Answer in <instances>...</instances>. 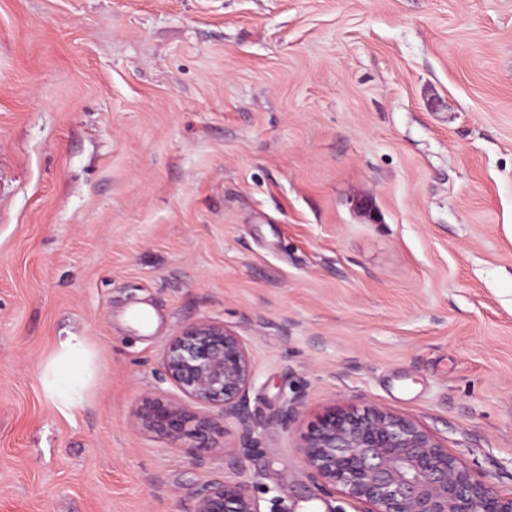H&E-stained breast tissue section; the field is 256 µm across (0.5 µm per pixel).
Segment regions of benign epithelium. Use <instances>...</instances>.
Returning <instances> with one entry per match:
<instances>
[{"mask_svg":"<svg viewBox=\"0 0 512 512\" xmlns=\"http://www.w3.org/2000/svg\"><path fill=\"white\" fill-rule=\"evenodd\" d=\"M164 380L190 401L215 408L249 429L245 397L252 365L244 341L224 323L202 319L168 342ZM143 424L174 440L192 433L196 454L208 452L210 422L194 428L184 407L147 397ZM304 458L319 491H341L368 512H512V496L490 490L411 419L381 408L331 410L303 434ZM196 512H260L242 482L214 479L196 491Z\"/></svg>","mask_w":512,"mask_h":512,"instance_id":"benign-epithelium-1","label":"benign epithelium"}]
</instances>
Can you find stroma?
I'll return each instance as SVG.
<instances>
[{
	"label": "stroma",
	"instance_id": "1",
	"mask_svg": "<svg viewBox=\"0 0 512 512\" xmlns=\"http://www.w3.org/2000/svg\"><path fill=\"white\" fill-rule=\"evenodd\" d=\"M201 318L254 376L199 457L137 409ZM335 407L512 495V0H0V512H194L221 477L360 512L304 461ZM90 359L86 336L67 332L58 337L54 356L45 368V391L61 412L81 407Z\"/></svg>",
	"mask_w": 512,
	"mask_h": 512
}]
</instances>
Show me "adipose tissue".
I'll list each match as a JSON object with an SVG mask.
<instances>
[{
	"mask_svg": "<svg viewBox=\"0 0 512 512\" xmlns=\"http://www.w3.org/2000/svg\"><path fill=\"white\" fill-rule=\"evenodd\" d=\"M90 359L85 336L69 332L58 337L54 356L45 368V391L61 412L81 407Z\"/></svg>",
	"mask_w": 512,
	"mask_h": 512,
	"instance_id": "1",
	"label": "adipose tissue"
}]
</instances>
